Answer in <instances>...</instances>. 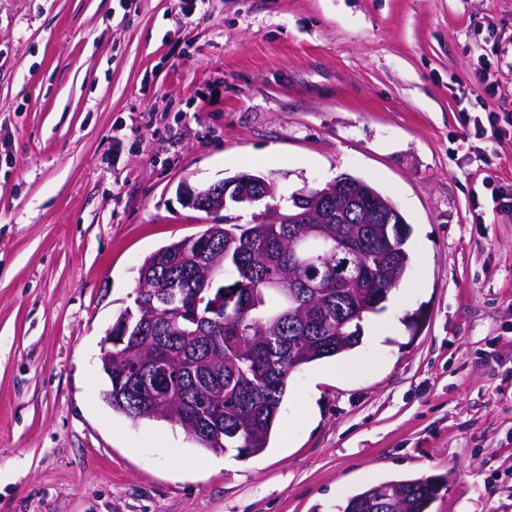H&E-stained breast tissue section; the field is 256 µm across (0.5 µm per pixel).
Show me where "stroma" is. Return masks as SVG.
<instances>
[{
	"label": "stroma",
	"mask_w": 512,
	"mask_h": 512,
	"mask_svg": "<svg viewBox=\"0 0 512 512\" xmlns=\"http://www.w3.org/2000/svg\"><path fill=\"white\" fill-rule=\"evenodd\" d=\"M490 112L512 0H0V512H341L414 478L430 512H512V138L464 121ZM242 171L284 207L354 175L412 227L357 372L293 373L249 457L112 411L98 359L147 255L252 220L182 179ZM235 182L239 184L246 183L248 191L257 201L265 196L270 197L271 195H266L268 190L276 195V182L272 175L239 172L206 186H192L185 180L179 187L180 201L187 207L193 209L206 207L212 212L226 210L234 204L228 202L227 207L224 208L225 196L228 192V189H224V185L226 186Z\"/></svg>",
	"instance_id": "stroma-1"
}]
</instances>
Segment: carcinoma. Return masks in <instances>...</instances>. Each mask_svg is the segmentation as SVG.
<instances>
[{"label": "carcinoma", "mask_w": 512, "mask_h": 512, "mask_svg": "<svg viewBox=\"0 0 512 512\" xmlns=\"http://www.w3.org/2000/svg\"><path fill=\"white\" fill-rule=\"evenodd\" d=\"M247 184L260 200L276 192L271 175L239 172L224 184ZM353 195L360 210L344 218L345 200L325 207L323 237L303 251L304 224H210L195 241H172L143 260L136 298L174 304L178 313L148 324L131 320L112 345V410L131 418L156 414L128 388L164 378L140 371L132 350L143 347L175 368V402L203 425L189 437L212 452L255 455L269 446L290 375L312 362L346 353L362 341V322L379 310L405 277L411 225L386 223L389 199L367 181ZM315 268L322 288L297 289L294 301L273 283ZM161 290L158 298L147 293ZM220 304V322L208 320ZM440 486L432 479L393 480L347 499L342 512H429Z\"/></svg>", "instance_id": "1"}]
</instances>
